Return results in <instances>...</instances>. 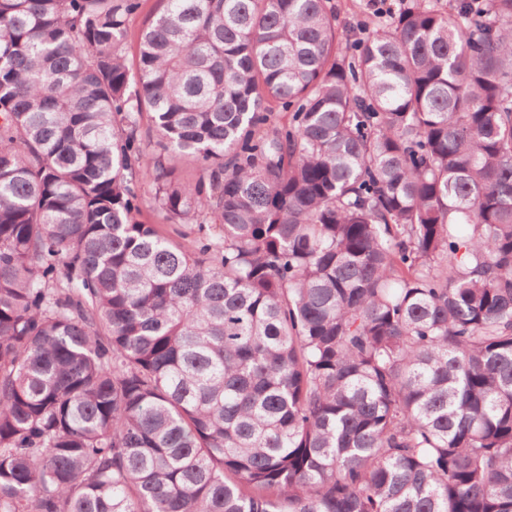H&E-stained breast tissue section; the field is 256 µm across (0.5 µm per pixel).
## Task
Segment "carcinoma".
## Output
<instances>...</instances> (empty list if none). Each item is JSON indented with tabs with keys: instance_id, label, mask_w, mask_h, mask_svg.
<instances>
[{
	"instance_id": "cac0c4a2",
	"label": "carcinoma",
	"mask_w": 512,
	"mask_h": 512,
	"mask_svg": "<svg viewBox=\"0 0 512 512\" xmlns=\"http://www.w3.org/2000/svg\"><path fill=\"white\" fill-rule=\"evenodd\" d=\"M160 2L0 0V512H512V0ZM157 5V0H143L142 8L139 13L130 17L128 21V40H127V57L132 58V55L136 53L138 34L146 14L152 12ZM366 1L367 0H332L331 3L336 6L337 19L341 26L345 28H352L353 26H356V24H360L365 21L371 23L369 26L371 30L385 27L392 21L389 17L394 13L391 3L395 5V13H399V5L396 1L370 0L376 1L375 3L379 1L382 5L378 6L376 14L378 17L383 18H376L372 15V11L368 9ZM154 193L155 189L153 184L148 183L144 185V187L142 188V208L138 218L141 221L145 222L146 224H155L159 232L162 233L163 235L176 238L177 240H180L188 244L190 240L189 238L186 240H182L177 235V230H183V227L178 224H168L163 218V215L157 210H155V204L153 202Z\"/></svg>"
}]
</instances>
